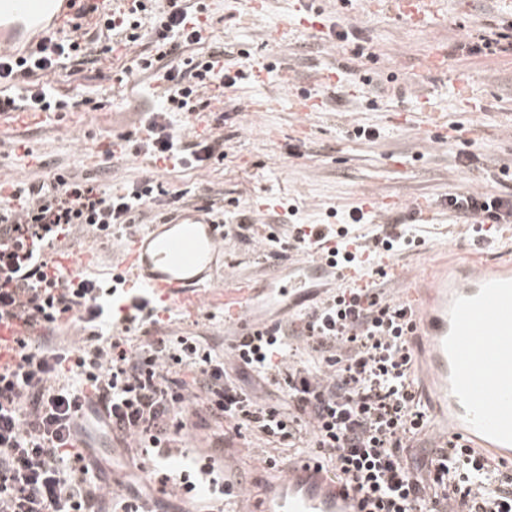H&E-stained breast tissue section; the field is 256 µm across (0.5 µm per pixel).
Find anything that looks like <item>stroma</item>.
I'll list each match as a JSON object with an SVG mask.
<instances>
[{
  "mask_svg": "<svg viewBox=\"0 0 512 512\" xmlns=\"http://www.w3.org/2000/svg\"><path fill=\"white\" fill-rule=\"evenodd\" d=\"M208 32L198 54L224 50V64L240 73L237 85L216 94L201 92L202 111L224 138V154L201 167L161 172L144 155L109 157L113 139H138L148 114L157 110L165 86L153 71L121 76L126 59L85 64L82 72L57 71L48 90L69 95L70 112H16L0 117V175L25 181L57 172L96 176L120 186L162 184V205L143 215L152 224L183 210L210 206L233 220L246 206L273 225L284 244L280 259H268L252 242L224 241L230 282L190 294L173 309L167 330L206 336L217 350L234 338L224 326V296L255 288L287 271L295 257L293 224H345L369 191L396 200L392 221L413 224L420 246L394 255L404 281L385 283L387 298L401 300L404 282L426 280L434 257L473 248L499 251L501 242L474 244L444 205L448 194L486 187L485 168L512 163V12L502 0H440L420 26L392 12L386 0H268L265 13H250L248 0H204ZM502 33V52L462 55L459 46L476 43L485 30ZM365 57H356L357 49ZM295 78L283 82L282 69ZM337 72L340 83L325 89L317 80ZM321 96L319 112H299L296 102ZM371 137L358 136L359 128ZM479 155L462 167L459 154ZM436 204L432 220L414 224L418 200ZM126 240L77 242L69 254L92 253L88 276L110 284ZM221 426L213 418L191 417L179 437L182 465L205 459ZM106 469L109 487L158 493L156 455L112 447ZM294 461L293 448H273L251 431L227 440L219 472L252 479L266 453ZM139 467L131 469L129 458Z\"/></svg>",
  "mask_w": 512,
  "mask_h": 512,
  "instance_id": "1",
  "label": "stroma"
}]
</instances>
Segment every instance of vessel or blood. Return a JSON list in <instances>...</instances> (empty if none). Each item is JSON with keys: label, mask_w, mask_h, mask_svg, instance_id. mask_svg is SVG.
Segmentation results:
<instances>
[{"label": "vessel or blood", "mask_w": 512, "mask_h": 512, "mask_svg": "<svg viewBox=\"0 0 512 512\" xmlns=\"http://www.w3.org/2000/svg\"><path fill=\"white\" fill-rule=\"evenodd\" d=\"M0 0V53L30 51L45 36L65 37L75 24H92L122 10L126 0ZM397 14L420 22L429 0H393ZM223 223L186 211L149 225L131 238L124 266L129 280L155 300L173 305L214 283L224 272ZM298 276L269 284L266 299L293 316L309 285L363 288L369 264L335 266L324 257L300 263ZM416 310L415 340L428 413L438 442L456 437L512 462V247L444 259L424 288H408ZM251 297L225 300L224 323L246 335L263 329ZM358 497L328 481L309 462L284 466L259 486L251 512H357Z\"/></svg>", "instance_id": "1"}]
</instances>
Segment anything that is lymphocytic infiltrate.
Listing matches in <instances>:
<instances>
[{"mask_svg":"<svg viewBox=\"0 0 512 512\" xmlns=\"http://www.w3.org/2000/svg\"><path fill=\"white\" fill-rule=\"evenodd\" d=\"M131 0L126 13L102 20L100 55L129 50L139 38L142 12L154 13L153 58L164 64L166 104L142 128L140 146L152 164H201L224 147L211 129L181 133L172 120L196 112L199 88L234 86L224 53L191 56L207 31L182 0ZM180 66H166L178 51ZM82 37L44 39L30 55L0 56V85L25 78L32 112H68L72 99L45 90L57 70L84 64ZM152 183L114 189L93 178L61 174L5 187L0 183V318L22 322L9 371L0 373V512H140L137 498L108 496L99 461L77 448L72 428L87 406H101L103 426L130 448L173 447L190 415L205 408L227 423L218 433L257 431L275 442L308 436L305 453L321 459L337 483L355 486L374 512H512V474L475 451L451 442L418 458L412 440L426 430L427 412L413 374L407 306L376 285L340 288L300 316L299 337L319 353V364L292 360L288 334L238 337L220 354L206 337L166 332L162 305L139 294L116 298L87 276L68 279L45 258L52 246L83 236L95 241L131 229L135 215L159 205ZM448 209L471 220L476 241L486 230L512 224V191H466ZM347 227L294 225V249L312 253L337 239L336 259L352 262ZM88 334L74 347L49 344L69 320ZM274 387L282 402L257 401L249 383Z\"/></svg>","mask_w":512,"mask_h":512,"instance_id":"obj_1","label":"lymphocytic infiltrate"}]
</instances>
